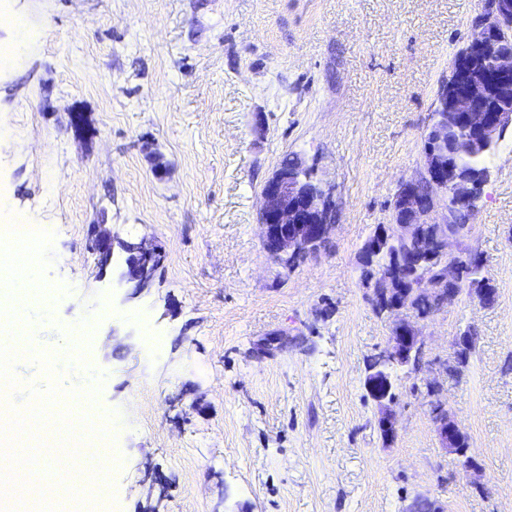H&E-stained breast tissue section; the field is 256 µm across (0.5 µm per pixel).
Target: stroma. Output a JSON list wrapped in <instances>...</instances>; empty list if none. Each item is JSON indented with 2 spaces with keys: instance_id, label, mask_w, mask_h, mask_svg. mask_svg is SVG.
Segmentation results:
<instances>
[{
  "instance_id": "1",
  "label": "stroma",
  "mask_w": 512,
  "mask_h": 512,
  "mask_svg": "<svg viewBox=\"0 0 512 512\" xmlns=\"http://www.w3.org/2000/svg\"><path fill=\"white\" fill-rule=\"evenodd\" d=\"M0 27V213L49 225L50 336L89 371L100 423L63 456L46 422L36 472L62 512H512V131L462 240L496 286L422 322L419 373L396 371L394 442L363 388L390 334L361 249L423 163L429 113L483 0H7ZM291 152L334 184L336 230L292 270L265 251L259 194ZM153 239L131 294L90 225ZM92 325L84 344L77 326ZM474 329L445 382L466 454L442 448L423 377ZM281 334L260 356L256 347ZM474 469H466V461ZM98 463L105 498L78 475ZM92 250L97 256L98 267L109 266L112 261L115 237L103 224H93L90 228Z\"/></svg>"
}]
</instances>
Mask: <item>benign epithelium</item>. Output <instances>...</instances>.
Here are the masks:
<instances>
[{
	"mask_svg": "<svg viewBox=\"0 0 512 512\" xmlns=\"http://www.w3.org/2000/svg\"><path fill=\"white\" fill-rule=\"evenodd\" d=\"M498 75L495 85L487 82L475 66L488 49ZM495 94L512 95V0H492L491 16L471 28L461 53L453 58L449 74L436 93L434 112H456L471 131L494 141L512 127V108L489 107ZM423 164L418 176L401 181L395 193L389 222L367 239L362 253L387 250L388 266L368 283L371 305L388 319L386 345L372 356L364 384L378 408L377 429L386 440L397 435L391 410L395 397L389 369L411 366L419 372L425 341L416 321L425 320L463 293L467 253L459 247L465 232L448 227L453 209L476 208L482 181L474 177H448V162L438 146L448 141L444 123L429 122L425 135ZM297 165L275 170L264 183L259 203V226L264 249L285 270L318 254L335 231L334 186L316 177L315 165L295 155ZM97 265L112 261L115 237L103 224L90 228ZM126 253L123 281L137 294L151 287L161 266L162 250L145 237L121 241ZM451 366H439L437 375L426 379L441 447L455 449L461 427L445 409L439 375Z\"/></svg>",
	"mask_w": 512,
	"mask_h": 512,
	"instance_id": "1",
	"label": "benign epithelium"
}]
</instances>
